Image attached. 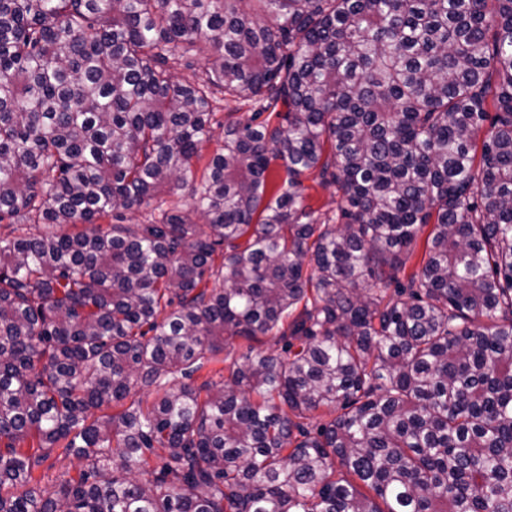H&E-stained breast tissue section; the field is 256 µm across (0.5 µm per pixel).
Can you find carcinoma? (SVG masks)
<instances>
[{
  "label": "carcinoma",
  "mask_w": 512,
  "mask_h": 512,
  "mask_svg": "<svg viewBox=\"0 0 512 512\" xmlns=\"http://www.w3.org/2000/svg\"><path fill=\"white\" fill-rule=\"evenodd\" d=\"M241 2L0 0V512H512V0ZM263 104L259 101H247L240 103H229L222 101L214 107V114L211 120L212 137L202 145L200 152L201 159L197 163V167L202 168L207 159L220 150L224 145V122L227 121L229 116L233 119H248L254 116L255 113L262 111ZM288 111L287 107L281 102L278 103L276 109L270 108L266 111H262L261 116L256 122H263L269 119V123L272 127L283 125L286 126L284 115ZM306 204L315 211V216L324 219V213L336 210V186L334 184H322L318 171L306 173L302 177ZM432 225L423 228V231L419 234V238L417 240V245L414 247L412 254L406 262V266L403 272L398 274V277L402 283H407L409 276L415 272H418L426 258H427V248H426V238L431 231ZM260 342H248L247 340L235 337L224 346V352L219 353L214 359L206 365V367L196 373L193 377V385L200 386L208 381L210 383L220 384L228 377V367L237 360L247 350V346L251 343L260 347L268 354H279L282 352V342H278L273 336H260ZM60 453L61 449H56L44 462L42 468L36 472L37 476H43L41 487L46 492H52L57 488L59 482L63 479L62 473L64 471L69 469L70 476H74L75 471L78 468L76 460L71 461L70 459H64L63 457L57 459V456Z\"/></svg>",
  "instance_id": "1"
}]
</instances>
